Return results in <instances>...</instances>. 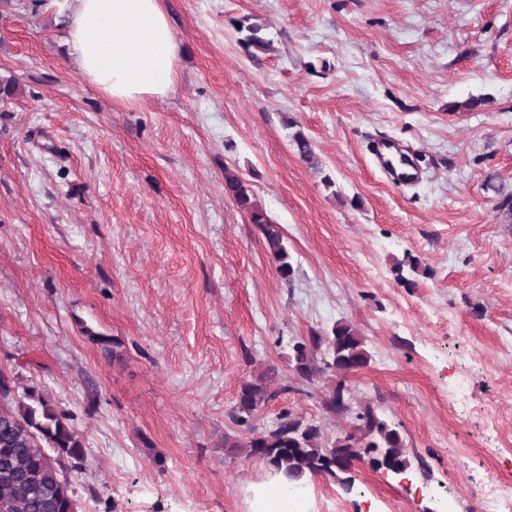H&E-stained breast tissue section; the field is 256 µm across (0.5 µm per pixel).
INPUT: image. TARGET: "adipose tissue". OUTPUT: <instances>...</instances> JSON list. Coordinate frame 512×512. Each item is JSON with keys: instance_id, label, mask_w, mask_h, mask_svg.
I'll return each mask as SVG.
<instances>
[{"instance_id": "obj_1", "label": "adipose tissue", "mask_w": 512, "mask_h": 512, "mask_svg": "<svg viewBox=\"0 0 512 512\" xmlns=\"http://www.w3.org/2000/svg\"><path fill=\"white\" fill-rule=\"evenodd\" d=\"M76 64L113 101L164 98L177 82V43L161 0H71Z\"/></svg>"}]
</instances>
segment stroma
Listing matches in <instances>:
<instances>
[{"label": "stroma", "instance_id": "35a3bbf8", "mask_svg": "<svg viewBox=\"0 0 512 512\" xmlns=\"http://www.w3.org/2000/svg\"><path fill=\"white\" fill-rule=\"evenodd\" d=\"M178 45L163 99L112 101L74 67L65 0L0 8V373L69 414L78 512H259L266 465L227 455L244 380L275 368L282 412L326 442L337 379L305 386L294 340L344 321L370 353L353 409L401 434L412 480L357 463L351 491L308 477L301 512H483L512 484V0H162ZM263 26L248 57L236 25ZM312 142L319 168L296 153ZM391 139L421 170L389 181ZM234 170L281 233L224 193ZM418 259L414 287L394 267ZM109 345L93 341V334ZM393 154H399V157L401 156L399 153V148L394 142L379 141L374 151L376 166L384 172L395 171V179L398 182L409 183L416 181L420 177L419 170L405 159V162L401 164L403 167L400 168L399 172H397L394 164L390 159V156ZM224 190L239 209L248 214L251 223L255 224L265 236L269 252L277 264L276 270L279 276L285 281L291 280L294 268L283 237L275 229L266 211L259 206L249 183L237 172L228 169L224 172ZM485 187L496 200L494 207L496 214L504 221V224H512V190H506L494 176L488 177ZM485 512H511L512 488L498 483H487L483 490Z\"/></svg>", "mask_w": 512, "mask_h": 512}]
</instances>
